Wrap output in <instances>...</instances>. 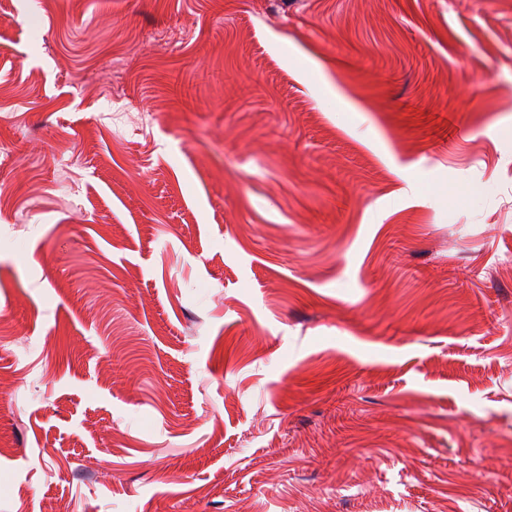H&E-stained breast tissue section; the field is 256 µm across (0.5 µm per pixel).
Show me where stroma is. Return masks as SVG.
<instances>
[{"instance_id": "stroma-1", "label": "stroma", "mask_w": 512, "mask_h": 512, "mask_svg": "<svg viewBox=\"0 0 512 512\" xmlns=\"http://www.w3.org/2000/svg\"><path fill=\"white\" fill-rule=\"evenodd\" d=\"M0 512H512V0H0Z\"/></svg>"}]
</instances>
